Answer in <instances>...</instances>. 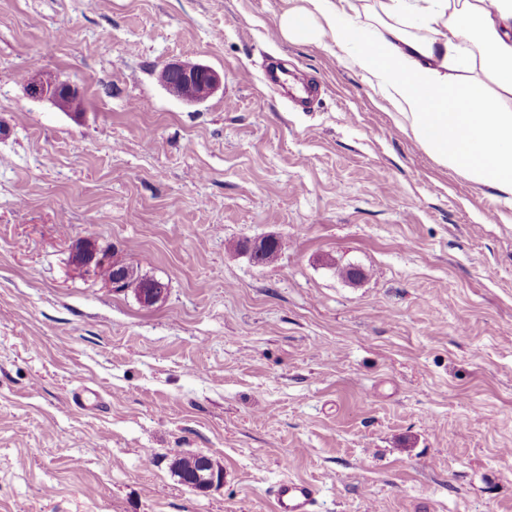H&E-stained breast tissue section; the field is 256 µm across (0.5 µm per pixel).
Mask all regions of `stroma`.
<instances>
[{
	"label": "stroma",
	"instance_id": "35a3bbf8",
	"mask_svg": "<svg viewBox=\"0 0 512 512\" xmlns=\"http://www.w3.org/2000/svg\"><path fill=\"white\" fill-rule=\"evenodd\" d=\"M287 8L0 0V512H273L286 475L316 512H512V208L280 38ZM272 58L320 83L311 109ZM174 60L221 88L175 98ZM39 69L80 115L27 96ZM87 237L165 301L79 271ZM266 237L271 265L237 249ZM177 454L223 481L183 486ZM160 84L173 96L186 103L201 102L213 95L222 77L213 68L190 61L165 64L159 74Z\"/></svg>",
	"mask_w": 512,
	"mask_h": 512
}]
</instances>
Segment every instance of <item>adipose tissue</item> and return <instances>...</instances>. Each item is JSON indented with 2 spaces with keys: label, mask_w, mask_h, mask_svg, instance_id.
I'll return each instance as SVG.
<instances>
[{
  "label": "adipose tissue",
  "mask_w": 512,
  "mask_h": 512,
  "mask_svg": "<svg viewBox=\"0 0 512 512\" xmlns=\"http://www.w3.org/2000/svg\"><path fill=\"white\" fill-rule=\"evenodd\" d=\"M353 0H303L278 30L289 41L334 47L393 109L395 125L438 165L512 204V0H385L372 39L351 18ZM417 18L422 36L409 35ZM477 35V56L456 40Z\"/></svg>",
  "instance_id": "adipose-tissue-1"
}]
</instances>
